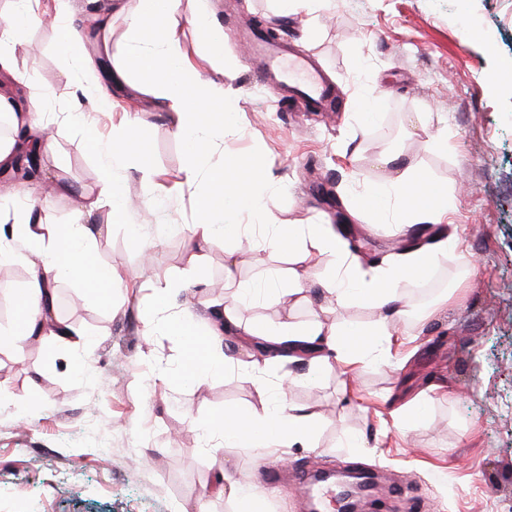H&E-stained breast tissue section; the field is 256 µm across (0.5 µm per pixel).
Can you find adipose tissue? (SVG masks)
Instances as JSON below:
<instances>
[{
	"label": "adipose tissue",
	"instance_id": "1",
	"mask_svg": "<svg viewBox=\"0 0 512 512\" xmlns=\"http://www.w3.org/2000/svg\"><path fill=\"white\" fill-rule=\"evenodd\" d=\"M180 2L139 0L128 26L133 47L126 53L122 67L111 71L108 78H100L92 56L109 50L110 19H103L98 25L97 46H90L82 29L74 25L69 28L66 46L70 60L77 63L84 83L92 89L100 88L105 80L117 87L127 85L136 72L153 74L157 98L169 111L176 133L187 137L190 143L193 160L185 170V182L191 185L198 177V159L211 148L210 127L232 123L235 116L224 108L223 86L203 79L184 60L177 38L182 22ZM49 95V90H42L40 100L33 102L31 110L21 112L11 95L0 92V114L9 116L15 130L14 135L0 138V165H10L14 160L20 136L52 146L53 140L47 135L40 111L43 98ZM109 152L113 159L131 161L144 176H152L153 168L133 122H126L113 132ZM209 180L205 210L222 206L235 214L237 220L222 224L208 218L191 226L189 240L194 248L186 261L191 268L200 260L198 244L218 236L246 237L249 227L242 224L240 218L254 216L260 209L256 188L261 178L250 165L236 159L227 160L211 171ZM41 206L40 200L31 197L24 206L11 207L9 237L0 241V264L26 261L32 267L28 285L18 298L22 317L11 330L0 333V345L17 352L23 351L26 343L37 336L63 340L71 335V327L56 317L58 280L74 276L90 290L101 293L111 290L116 277L112 267L98 264L90 226L77 222L63 226L44 223L39 217ZM266 249L295 253L302 266L301 271L289 274L288 296H303L305 281L313 274L330 282V294L336 307L342 308L364 298L378 310L379 321L370 332L349 328L339 331L318 318L304 325L284 320L271 330L255 325L245 328L248 335L261 342L263 350L277 351L287 346L302 348L311 352L314 363L325 364L334 351L350 357L370 352L373 336L387 335L389 325L404 314L397 296L399 284L446 259L448 241L441 237L425 247L401 253L374 269L366 279L356 273L342 238L323 224H309L290 233L282 231L251 247L255 254ZM317 423L315 413L281 401L261 417L244 411L225 413L216 426L225 442L238 448H263L271 437L284 448L293 445L309 448L313 445Z\"/></svg>",
	"mask_w": 512,
	"mask_h": 512
}]
</instances>
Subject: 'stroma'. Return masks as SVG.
I'll return each mask as SVG.
<instances>
[{"instance_id":"obj_1","label":"stroma","mask_w":512,"mask_h":512,"mask_svg":"<svg viewBox=\"0 0 512 512\" xmlns=\"http://www.w3.org/2000/svg\"><path fill=\"white\" fill-rule=\"evenodd\" d=\"M123 3L113 11L110 0H75L90 17L111 11L116 66L138 6ZM200 9L224 32V90L238 113L235 127L213 128L201 172L226 157L264 172L257 223L343 227L364 244V272L397 256L399 240L416 231L425 240L457 234L460 246L400 284L408 314L389 352L353 366L285 356L257 364L251 337L236 336L222 371L189 376L188 339L168 330L169 319L204 318L223 333L218 311L259 281L260 268L241 266L227 280V254L243 243L217 238L202 249L191 291L157 300V277L188 278L189 241L162 225L201 218L202 187L181 185L186 143L161 100L112 88L111 107L97 106L60 51L64 24L26 27L0 84L24 108L41 86L59 89L42 107L55 147L41 154L37 180L57 184L43 220L100 226L95 257L118 279L108 302L89 301L75 279L59 281L57 315L72 336L0 350V512H239L219 481L272 483L263 512H310L314 490L298 471L339 468L375 475L372 512H512V0H327L287 14L277 0H182V52L209 78L190 21ZM252 17L310 58L336 92V111L315 112L257 82L242 39ZM127 114L155 174L148 183L130 163H114L129 202L116 223L108 206L87 202L100 171L94 146ZM407 170L425 173L447 199V222L402 223L396 199L381 210L365 204L370 187ZM29 275L26 262L0 264V328L18 318ZM240 315L246 325L315 315L365 329L378 321L358 301L336 308L320 281L308 300L271 291ZM281 390L288 405L317 414L315 449L220 445L211 421L262 413ZM276 459L285 466L267 477Z\"/></svg>"}]
</instances>
